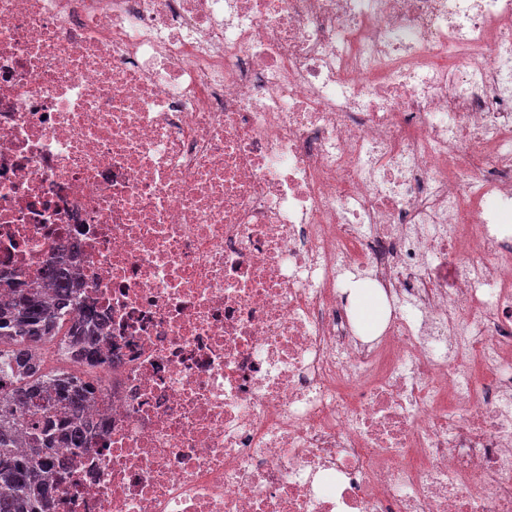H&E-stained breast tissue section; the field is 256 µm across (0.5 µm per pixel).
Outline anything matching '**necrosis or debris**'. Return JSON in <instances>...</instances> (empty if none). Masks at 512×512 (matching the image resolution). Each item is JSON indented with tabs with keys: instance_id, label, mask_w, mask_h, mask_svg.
I'll return each mask as SVG.
<instances>
[{
	"instance_id": "1",
	"label": "necrosis or debris",
	"mask_w": 512,
	"mask_h": 512,
	"mask_svg": "<svg viewBox=\"0 0 512 512\" xmlns=\"http://www.w3.org/2000/svg\"><path fill=\"white\" fill-rule=\"evenodd\" d=\"M58 256L54 512H512V0H0V288ZM352 297L356 301L357 316L363 330L377 325L385 314V307L374 295L366 294L365 288H362L361 282L356 281L350 284ZM77 322L69 336H79L76 343L70 344L67 354L76 352L73 357L80 358L91 365H100L99 357V331L101 318L96 311H84L79 315ZM76 329V330H75Z\"/></svg>"
}]
</instances>
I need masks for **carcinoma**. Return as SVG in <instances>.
<instances>
[{"instance_id":"1","label":"carcinoma","mask_w":512,"mask_h":512,"mask_svg":"<svg viewBox=\"0 0 512 512\" xmlns=\"http://www.w3.org/2000/svg\"><path fill=\"white\" fill-rule=\"evenodd\" d=\"M41 281L56 288L58 302L49 305L34 287L14 288L0 303V512H53V448L58 443L76 452L92 447L84 411L94 398L91 385L62 370L44 373L38 344L65 327L72 272L51 259L42 266ZM101 318L84 311L75 322L68 353L100 364ZM25 433L27 450H17Z\"/></svg>"}]
</instances>
